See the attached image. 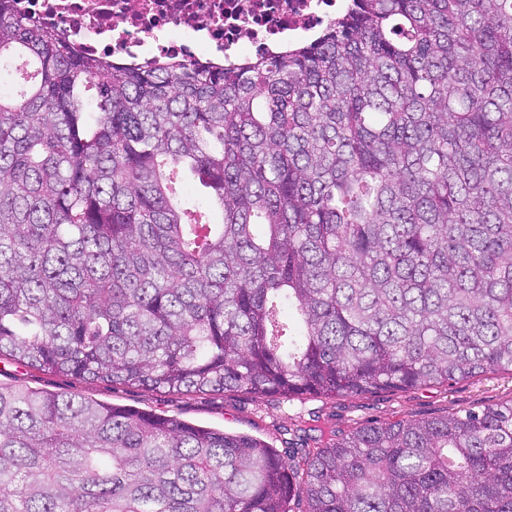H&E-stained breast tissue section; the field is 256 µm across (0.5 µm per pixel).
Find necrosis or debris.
I'll return each instance as SVG.
<instances>
[{
  "mask_svg": "<svg viewBox=\"0 0 512 512\" xmlns=\"http://www.w3.org/2000/svg\"><path fill=\"white\" fill-rule=\"evenodd\" d=\"M84 50L125 62L277 54L314 39L346 0H20Z\"/></svg>",
  "mask_w": 512,
  "mask_h": 512,
  "instance_id": "1",
  "label": "necrosis or debris"
}]
</instances>
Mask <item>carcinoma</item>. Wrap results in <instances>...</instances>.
Listing matches in <instances>:
<instances>
[{
    "label": "carcinoma",
    "instance_id": "carcinoma-1",
    "mask_svg": "<svg viewBox=\"0 0 512 512\" xmlns=\"http://www.w3.org/2000/svg\"><path fill=\"white\" fill-rule=\"evenodd\" d=\"M189 173L203 191L181 195ZM304 397L512 371V0H350L241 65L0 0V358ZM512 512V400L301 456L0 385V512Z\"/></svg>",
    "mask_w": 512,
    "mask_h": 512
}]
</instances>
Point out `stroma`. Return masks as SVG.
<instances>
[{"label":"stroma","mask_w":512,"mask_h":512,"mask_svg":"<svg viewBox=\"0 0 512 512\" xmlns=\"http://www.w3.org/2000/svg\"><path fill=\"white\" fill-rule=\"evenodd\" d=\"M0 384L23 385L50 393L173 416L230 433H245L283 451L306 438L316 448L336 434L401 418L427 419L479 409L512 399V374L498 372L449 386L383 390L360 396L283 401L237 392L169 394L136 386L77 380L0 358Z\"/></svg>","instance_id":"obj_1"}]
</instances>
